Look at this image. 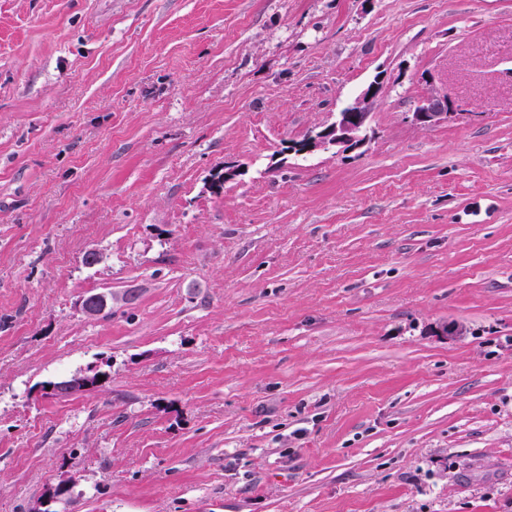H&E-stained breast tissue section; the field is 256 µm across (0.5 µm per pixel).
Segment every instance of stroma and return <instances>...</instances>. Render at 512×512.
<instances>
[{"label":"stroma","mask_w":512,"mask_h":512,"mask_svg":"<svg viewBox=\"0 0 512 512\" xmlns=\"http://www.w3.org/2000/svg\"><path fill=\"white\" fill-rule=\"evenodd\" d=\"M0 512H512V0H0ZM383 79L378 76L322 129L309 134L304 140L289 146V152L300 150L314 153L336 149V153L350 152L369 141L368 123L373 104L380 92ZM428 85L426 94L415 104L412 111L408 112L411 122L421 127H433L454 117L457 112H462V105L448 92L447 88L435 85L432 77L425 80ZM110 306H112V294L104 292H96L91 296L86 295L80 303L81 311L89 317L101 315ZM110 309L105 311L104 315H108ZM99 380L97 374L86 372H77L60 381H54L52 384L46 385L44 393H48L56 398H68L74 395H85L92 392ZM50 386V390H47Z\"/></svg>","instance_id":"stroma-1"}]
</instances>
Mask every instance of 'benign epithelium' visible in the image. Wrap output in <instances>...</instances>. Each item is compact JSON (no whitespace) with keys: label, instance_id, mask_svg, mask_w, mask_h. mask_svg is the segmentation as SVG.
Wrapping results in <instances>:
<instances>
[{"label":"benign epithelium","instance_id":"benign-epithelium-1","mask_svg":"<svg viewBox=\"0 0 512 512\" xmlns=\"http://www.w3.org/2000/svg\"><path fill=\"white\" fill-rule=\"evenodd\" d=\"M383 79L372 81L350 103L336 113L334 120L322 129L309 134L304 140L289 147V151L303 153L336 150L350 152L365 146L369 141L368 123L373 104L380 92ZM428 90L408 112L411 122L421 127L443 124L463 111L462 105L448 92V89L435 85L432 78L426 79ZM112 306V294L96 292L86 296L80 303L81 311L89 317L101 315ZM99 380L96 374L74 373L50 384L48 394L56 398H68L92 392Z\"/></svg>","mask_w":512,"mask_h":512}]
</instances>
